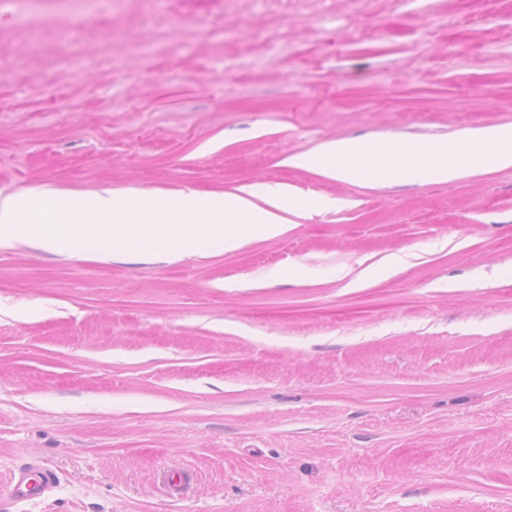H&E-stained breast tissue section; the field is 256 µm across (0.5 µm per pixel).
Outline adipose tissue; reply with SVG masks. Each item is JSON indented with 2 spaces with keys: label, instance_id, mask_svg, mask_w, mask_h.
Instances as JSON below:
<instances>
[{
  "label": "adipose tissue",
  "instance_id": "1",
  "mask_svg": "<svg viewBox=\"0 0 512 512\" xmlns=\"http://www.w3.org/2000/svg\"><path fill=\"white\" fill-rule=\"evenodd\" d=\"M501 167L512 165V127L494 126L466 132L453 140L399 141L392 138H357L330 143L315 156H297L292 165H315L329 176L341 179L361 172L382 182H408L418 171L431 168L452 179L482 168L485 161Z\"/></svg>",
  "mask_w": 512,
  "mask_h": 512
}]
</instances>
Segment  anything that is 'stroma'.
<instances>
[{"label": "stroma", "instance_id": "stroma-1", "mask_svg": "<svg viewBox=\"0 0 512 512\" xmlns=\"http://www.w3.org/2000/svg\"><path fill=\"white\" fill-rule=\"evenodd\" d=\"M505 124L512 0H0V192L330 202L175 263L0 235V512H512V167L289 164ZM56 483L57 475L54 470L40 461L30 460L11 474L7 488L14 499L27 501L49 496Z\"/></svg>", "mask_w": 512, "mask_h": 512}]
</instances>
